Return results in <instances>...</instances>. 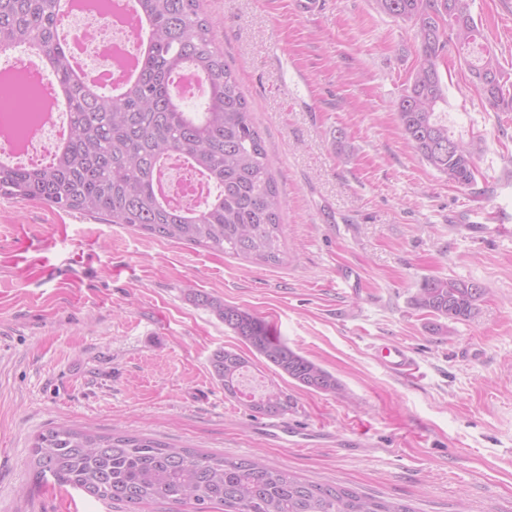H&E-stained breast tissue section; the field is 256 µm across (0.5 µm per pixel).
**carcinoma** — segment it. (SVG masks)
<instances>
[{"mask_svg":"<svg viewBox=\"0 0 512 512\" xmlns=\"http://www.w3.org/2000/svg\"><path fill=\"white\" fill-rule=\"evenodd\" d=\"M57 0H0V50L32 47L48 61L57 81L70 79V62L58 47ZM380 10L410 22L421 52L412 81L401 96L398 119L415 152L448 182L469 186L476 167L469 145L455 141L444 113L447 103L439 60L453 41L486 105L512 112V86L498 58L482 41L475 0H377ZM149 22L148 53L136 81L121 94L74 86L66 143L45 165H0V197L36 201L64 212L98 215L168 241L213 252L276 262L281 254L283 201L268 168L263 140L245 97L217 47L212 24L199 0H132ZM190 65L206 78L203 109L188 112L171 98V84ZM39 93L22 75L0 83V103L14 111L17 133L35 118ZM177 156L204 174L212 196L191 209L160 201L157 166ZM485 288L439 276L423 280L414 296L417 309L458 322L471 317ZM234 332L251 352L295 385L340 395L332 373L289 347L271 326L238 306L208 294L191 293ZM247 359L219 349L210 359L213 378L239 398ZM256 413L278 417L293 408L283 390L272 387L247 400ZM36 478L70 485L126 512L150 502L190 503L194 512H411L406 505L377 500L328 484L306 481L261 457L226 460L150 437L120 431L97 434L57 424L33 443Z\"/></svg>","mask_w":512,"mask_h":512,"instance_id":"cac0c4a2","label":"carcinoma"}]
</instances>
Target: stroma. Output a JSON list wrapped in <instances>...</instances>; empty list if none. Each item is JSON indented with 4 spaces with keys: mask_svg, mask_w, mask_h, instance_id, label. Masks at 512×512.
<instances>
[{
    "mask_svg": "<svg viewBox=\"0 0 512 512\" xmlns=\"http://www.w3.org/2000/svg\"><path fill=\"white\" fill-rule=\"evenodd\" d=\"M267 151L281 213L276 263L152 238L100 217L0 198V512H124L31 467L64 423L247 458L409 504L512 512V238L456 232L512 204V112L485 106L455 46L439 61L448 124L475 147L472 185L448 183L407 142L397 104L416 65L410 23L375 0H200ZM483 41L512 78V0H476ZM479 283L474 315L434 330L425 278ZM201 291L265 319L345 393L297 387L250 356L287 416L335 445L282 448L225 395L209 358L241 348ZM395 341L405 376L375 350Z\"/></svg>",
    "mask_w": 512,
    "mask_h": 512,
    "instance_id": "stroma-1",
    "label": "stroma"
}]
</instances>
